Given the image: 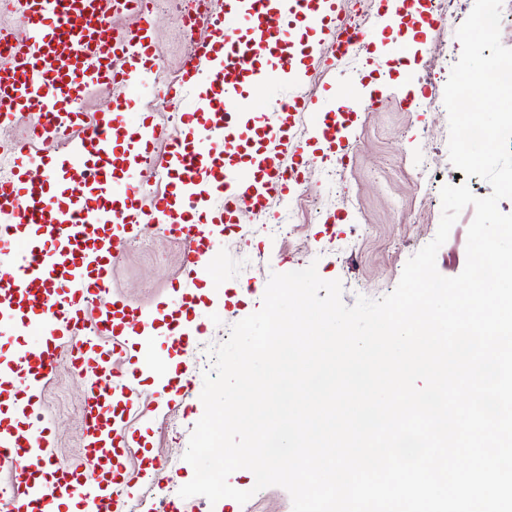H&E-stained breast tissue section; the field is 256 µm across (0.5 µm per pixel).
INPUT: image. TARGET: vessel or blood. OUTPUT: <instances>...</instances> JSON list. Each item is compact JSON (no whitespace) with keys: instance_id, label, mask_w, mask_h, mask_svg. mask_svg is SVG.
Instances as JSON below:
<instances>
[{"instance_id":"1","label":"vessel or blood","mask_w":512,"mask_h":512,"mask_svg":"<svg viewBox=\"0 0 512 512\" xmlns=\"http://www.w3.org/2000/svg\"><path fill=\"white\" fill-rule=\"evenodd\" d=\"M27 20L15 51L0 59V118L27 113L25 136L10 144L13 173L0 180V332L38 336L0 363V468L8 469V512H60L76 502L81 512H125L136 472L121 453L127 422L149 420L152 410L135 394L139 358L128 373L104 337L143 335L144 318L120 300L97 305L108 290L118 242L135 239L151 224L182 240V268L195 274L216 247L213 232L184 224L185 210L209 208L214 229L240 211L266 208L285 187L282 150L302 156L294 129L314 111L306 80L285 103L265 107L260 133L226 107L241 86L265 90L268 62L294 59L297 24L321 26L336 50L368 40L367 28H347L337 17L340 0H224L223 14L202 12L187 23L200 30L178 75L162 85L196 127L168 138L150 116L133 117L131 101L161 60L153 42L151 7L125 35L112 33L114 14L129 0H10ZM119 86L111 110L84 119L83 97ZM166 141L163 154L155 146ZM174 181V190L142 205V171ZM189 294L162 303L152 321L167 336H184L181 314ZM71 346V364L93 385L82 407L84 463H50L51 432L43 415L42 388L54 373L57 351Z\"/></svg>"}]
</instances>
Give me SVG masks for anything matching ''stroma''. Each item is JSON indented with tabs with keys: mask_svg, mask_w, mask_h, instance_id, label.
Instances as JSON below:
<instances>
[{
	"mask_svg": "<svg viewBox=\"0 0 512 512\" xmlns=\"http://www.w3.org/2000/svg\"><path fill=\"white\" fill-rule=\"evenodd\" d=\"M343 14L367 20L369 41L343 60L333 72L317 70L311 58L301 60L318 111L308 113L295 129L308 149L299 167L300 182L271 199L262 213L239 215L224 230L216 259L206 266L194 287L189 322L202 325L188 347L172 354L166 337L147 332L128 350L153 346L155 358L175 365L176 372L193 377L182 404L165 406L152 378L136 387L139 399L154 413L148 422L132 420L136 441L129 448L132 465L152 456L160 468L153 484L134 490L129 512H149L153 502L166 499L180 512H292L289 493L278 486L254 491L253 474L232 473L229 484L253 490L246 504L230 498L210 503L202 496L182 498L179 489L194 476L184 460L191 432L204 414L203 374L211 368L209 350L229 337L234 324L262 305L272 273L316 264L322 279L340 280L343 301L353 305L358 296L372 299L391 293L408 259L433 240L441 218L442 185H459L448 155L449 124L444 89L450 76L448 61L459 58L458 27L471 12L474 0H459L441 24L409 18L405 29L408 58L397 60L388 74L373 69V56L388 47L387 0H342ZM154 36L162 62L160 80L175 78L187 51L184 12L178 0H156ZM378 84L373 97L352 99L348 110V147L343 158L325 155L314 133L319 110L328 108L337 89ZM416 160L430 166L426 184H417ZM474 217L465 208L436 256V267L446 277L459 275L466 263L467 230ZM121 258L112 273L111 297L152 310L175 297L183 279L182 247L158 228L146 227L136 241L121 244ZM89 383L74 372L67 349H60L58 368L43 393L51 423L52 456L59 461H82L80 408Z\"/></svg>",
	"mask_w": 512,
	"mask_h": 512,
	"instance_id": "1",
	"label": "stroma"
}]
</instances>
